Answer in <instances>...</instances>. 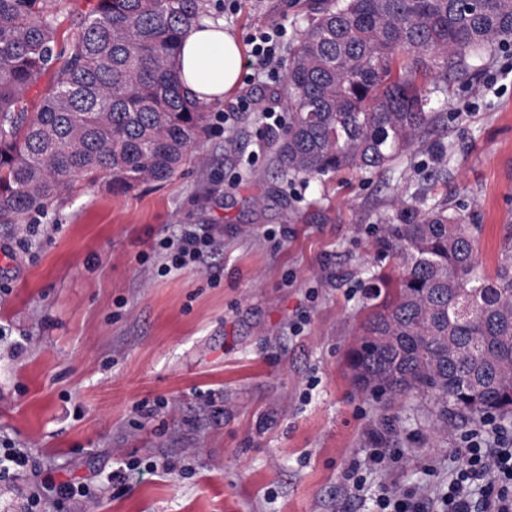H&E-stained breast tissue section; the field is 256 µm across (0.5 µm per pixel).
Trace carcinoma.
<instances>
[{
  "label": "carcinoma",
  "instance_id": "obj_1",
  "mask_svg": "<svg viewBox=\"0 0 512 512\" xmlns=\"http://www.w3.org/2000/svg\"><path fill=\"white\" fill-rule=\"evenodd\" d=\"M54 0H0V223L44 207L76 177L125 191L172 178L205 112L181 86V40L201 0H95L58 50ZM512 40V0H316L288 45V175L376 171L411 154L433 122L421 72L458 74L467 57ZM53 71L35 112L19 103ZM480 224L445 201L406 205L384 226L392 277L375 266L365 319L348 353L356 388L428 399L435 432L448 413L512 416V227L489 278Z\"/></svg>",
  "mask_w": 512,
  "mask_h": 512
}]
</instances>
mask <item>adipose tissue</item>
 Listing matches in <instances>:
<instances>
[{"mask_svg":"<svg viewBox=\"0 0 512 512\" xmlns=\"http://www.w3.org/2000/svg\"><path fill=\"white\" fill-rule=\"evenodd\" d=\"M242 45L223 21L201 16L182 40L180 81L192 97L211 102L239 84Z\"/></svg>","mask_w":512,"mask_h":512,"instance_id":"adipose-tissue-1","label":"adipose tissue"}]
</instances>
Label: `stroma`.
<instances>
[{"mask_svg":"<svg viewBox=\"0 0 512 512\" xmlns=\"http://www.w3.org/2000/svg\"><path fill=\"white\" fill-rule=\"evenodd\" d=\"M309 3L202 0V13L244 44L275 23L294 42ZM424 82L435 121L386 169L280 173L262 110L287 111L286 79L244 80L205 104L170 180L116 192L77 178L0 224V445L32 455L0 479V512H373L385 484L447 489L472 422L435 434L429 401L357 392L345 356L397 200L477 217L480 265L497 267L512 224V44ZM224 110L235 119L216 127ZM182 224L210 225L218 246L207 269L158 276L151 245ZM387 424L389 465L353 495L345 474ZM119 459L158 468L122 489L105 478ZM92 470L103 477L85 496L31 504L36 476L78 484Z\"/></svg>","mask_w":512,"mask_h":512,"instance_id":"stroma-1","label":"stroma"}]
</instances>
